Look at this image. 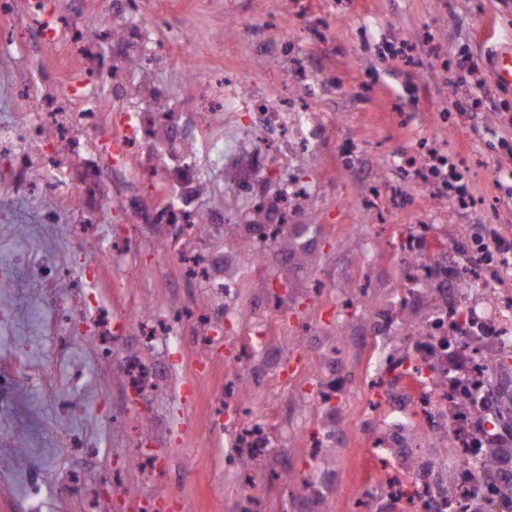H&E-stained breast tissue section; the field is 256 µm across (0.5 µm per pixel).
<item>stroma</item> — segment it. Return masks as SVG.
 <instances>
[{"label": "stroma", "instance_id": "1", "mask_svg": "<svg viewBox=\"0 0 512 512\" xmlns=\"http://www.w3.org/2000/svg\"><path fill=\"white\" fill-rule=\"evenodd\" d=\"M60 41L45 42L30 0L0 12V128L26 140L34 113L68 193H14L0 155V512H86L66 478L84 476L101 512H375L387 473L406 457L447 475L448 408L418 416L404 368L438 317L491 305L472 289V235L512 237V85L491 62L512 48V0H45ZM149 22L163 50L130 34ZM413 48V64L396 58ZM215 77L227 115L189 136L181 111L201 105L188 74ZM302 96L312 111L286 154L245 133L252 94ZM93 110L86 124L76 115ZM159 118L115 163L112 119ZM226 153L215 160L210 140ZM183 189L177 210L208 218L205 239L176 234L148 171L157 148ZM442 153L456 189L419 181L410 156ZM287 213L305 255L262 228ZM166 262H156L159 250ZM52 254L83 278H35ZM111 264H102L104 253ZM237 287L221 290L241 255ZM416 275L409 294L394 287ZM112 312L110 349L88 306ZM67 328L48 334L58 303ZM152 384L129 386V361ZM266 431L242 448L240 410ZM163 460L165 472L133 465ZM308 474L314 490L287 483ZM366 482L371 495L354 489ZM253 503H245V496Z\"/></svg>", "mask_w": 512, "mask_h": 512}]
</instances>
